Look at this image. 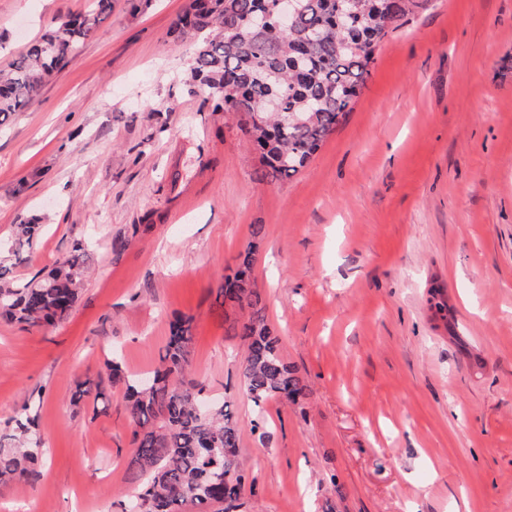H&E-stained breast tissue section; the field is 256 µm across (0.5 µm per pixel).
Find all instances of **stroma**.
<instances>
[{
  "label": "stroma",
  "mask_w": 512,
  "mask_h": 512,
  "mask_svg": "<svg viewBox=\"0 0 512 512\" xmlns=\"http://www.w3.org/2000/svg\"><path fill=\"white\" fill-rule=\"evenodd\" d=\"M89 0H0V64ZM187 0H112L96 37L0 125V253L12 274L76 242L91 272L71 316L0 320V429L38 414L31 480L0 512H130L124 389L193 319L189 372L232 404L242 512H512V0H430L389 37L345 119L276 184L190 86ZM261 225L260 239L251 236ZM252 277L307 396L256 408L220 286ZM445 303L447 313L438 312ZM100 385L72 404L77 381Z\"/></svg>",
  "instance_id": "stroma-1"
}]
</instances>
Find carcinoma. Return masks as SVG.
Masks as SVG:
<instances>
[{
	"label": "carcinoma",
	"mask_w": 512,
	"mask_h": 512,
	"mask_svg": "<svg viewBox=\"0 0 512 512\" xmlns=\"http://www.w3.org/2000/svg\"><path fill=\"white\" fill-rule=\"evenodd\" d=\"M275 0H190L174 33L198 40L190 81L207 92L213 110L236 117L256 143L262 168L257 180L276 183L300 172L346 116L384 40L428 0H295L290 27L251 24L255 11ZM112 12V0H91L87 11L45 32L0 68V119L27 107L40 89L65 69ZM37 219L15 225L16 244L37 240ZM256 242L238 256L220 294L234 309L229 331L244 348L243 386L255 406L273 398L292 403L307 386L287 363L267 322L252 279ZM81 242L44 276L19 283L0 263V318L30 330L53 326L71 314L89 271ZM192 319L170 324L161 366L146 387L126 375L119 361L105 363L112 384L125 390L124 409L133 430L129 465L137 485L134 512H186L219 503L235 512L244 495L238 461L239 435L229 404H213L189 378ZM37 415L23 407L12 432L0 435V482L35 474L43 453ZM222 469L229 484L215 486Z\"/></svg>",
	"instance_id": "carcinoma-1"
}]
</instances>
